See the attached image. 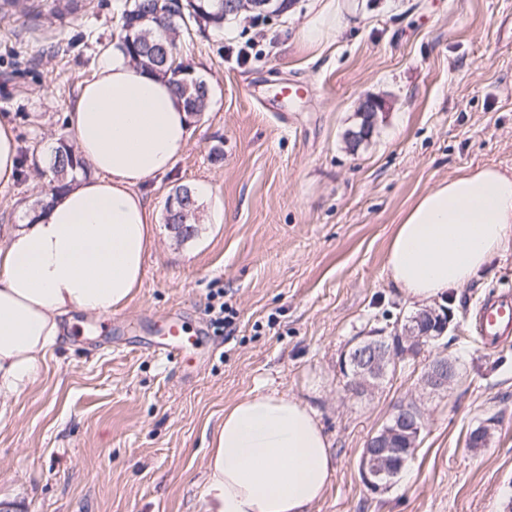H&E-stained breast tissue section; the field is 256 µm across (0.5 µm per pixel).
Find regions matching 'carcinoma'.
Here are the masks:
<instances>
[{"instance_id":"carcinoma-1","label":"carcinoma","mask_w":512,"mask_h":512,"mask_svg":"<svg viewBox=\"0 0 512 512\" xmlns=\"http://www.w3.org/2000/svg\"><path fill=\"white\" fill-rule=\"evenodd\" d=\"M238 14L224 10V0H125L120 13L119 39L116 47L129 59L147 71L169 80L183 99L186 111L196 113L208 110L211 88L206 80L184 74L174 77L183 69L177 61V41L168 39L167 32L192 24L200 29L224 32V20L235 19ZM165 44L168 57L158 53V45ZM85 170V162L78 157L73 146L62 142L55 150L54 162L48 171L61 192L69 186V177L76 170Z\"/></svg>"}]
</instances>
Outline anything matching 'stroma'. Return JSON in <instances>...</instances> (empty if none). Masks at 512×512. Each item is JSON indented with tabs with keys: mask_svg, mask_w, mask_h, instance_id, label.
Wrapping results in <instances>:
<instances>
[{
	"mask_svg": "<svg viewBox=\"0 0 512 512\" xmlns=\"http://www.w3.org/2000/svg\"><path fill=\"white\" fill-rule=\"evenodd\" d=\"M125 0H50L0 14V116L26 152L0 189V246L48 182L49 135L119 34ZM312 0L223 33L180 31L178 59L212 89L173 170L142 186L158 216L177 187L198 196L196 230L160 224L133 299L107 320L75 314L70 341L0 407V503L12 512H202L207 447L225 406L254 391L294 395L318 415L336 473L312 512H505L512 502V341L483 347L471 324L491 291L512 293V244L456 291L448 391L420 386L435 354L401 362L372 394L344 390L349 342L416 310L386 270L396 229L439 183L489 166L512 174V0H339L349 24L317 50L297 32ZM77 32L84 41L64 52ZM253 43L247 57L238 51ZM386 102L358 146L364 97ZM233 310L213 322V296ZM173 309L210 322L198 371L142 351ZM424 428L383 492L360 474L367 440L397 403ZM494 419L487 446L470 432Z\"/></svg>",
	"mask_w": 512,
	"mask_h": 512,
	"instance_id": "1",
	"label": "stroma"
}]
</instances>
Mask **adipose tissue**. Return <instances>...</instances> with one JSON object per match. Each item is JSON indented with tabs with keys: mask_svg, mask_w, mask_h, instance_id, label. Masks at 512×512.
<instances>
[{
	"mask_svg": "<svg viewBox=\"0 0 512 512\" xmlns=\"http://www.w3.org/2000/svg\"><path fill=\"white\" fill-rule=\"evenodd\" d=\"M344 23L336 0H314L299 42L317 49ZM190 120L167 79L117 49L81 87L65 131L91 175L45 197L0 247V400L36 379L74 312L108 315L131 300L157 244L139 187L173 168ZM511 240L512 175L483 167L415 201L386 268L405 298L424 304L470 283ZM205 468L204 512H311L336 471L315 411L285 391L225 407Z\"/></svg>",
	"mask_w": 512,
	"mask_h": 512,
	"instance_id": "obj_1",
	"label": "adipose tissue"
}]
</instances>
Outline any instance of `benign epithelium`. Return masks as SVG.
Instances as JSON below:
<instances>
[{"instance_id":"1","label":"benign epithelium","mask_w":512,"mask_h":512,"mask_svg":"<svg viewBox=\"0 0 512 512\" xmlns=\"http://www.w3.org/2000/svg\"><path fill=\"white\" fill-rule=\"evenodd\" d=\"M453 319V312L445 306H425L405 317L389 336L380 332L356 340L342 362L346 391L366 395L399 362L417 356L418 350L426 345H441ZM456 380L455 362L442 355L427 364L420 384L424 390L439 394ZM422 428L421 405L411 401L399 405L391 422L369 438L361 457L360 473L371 490L382 492L388 488L389 477L398 474L407 461L403 449L417 446Z\"/></svg>"}]
</instances>
